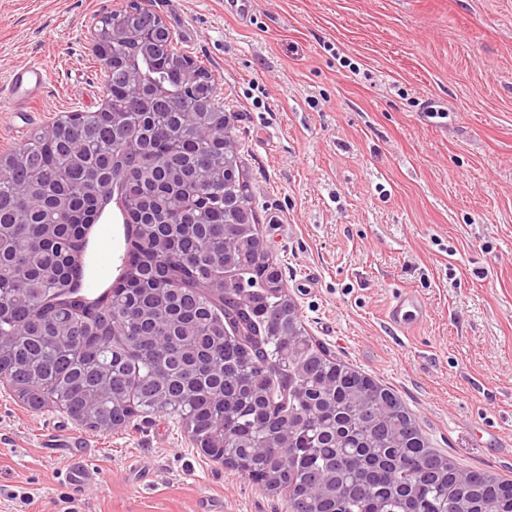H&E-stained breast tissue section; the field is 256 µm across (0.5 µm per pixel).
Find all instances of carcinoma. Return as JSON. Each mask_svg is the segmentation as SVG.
<instances>
[{
  "label": "carcinoma",
  "instance_id": "cac0c4a2",
  "mask_svg": "<svg viewBox=\"0 0 512 512\" xmlns=\"http://www.w3.org/2000/svg\"><path fill=\"white\" fill-rule=\"evenodd\" d=\"M113 52L138 58L146 82L181 95L167 57L153 49L150 21ZM112 111L92 126L37 132L0 155V372L34 406L63 404L88 427L109 432L140 413L175 418L199 442L223 438L245 479L286 492L300 512H456L464 474L493 480L485 512H512V481L461 469L428 445L399 398L338 361L313 339L284 284L266 287L265 251L224 256V239H261L239 165L195 187L205 203L190 223L153 224L139 181L112 194L127 205L118 285L97 297L84 282L86 237L110 203L99 188L112 167L133 161L165 180L224 169V140L202 143L215 112H175L170 102L136 112L124 74L107 75ZM291 329L293 343L281 333ZM70 337L60 349L48 337ZM127 344L134 353L111 355ZM336 470V488L317 499L296 489Z\"/></svg>",
  "mask_w": 512,
  "mask_h": 512
}]
</instances>
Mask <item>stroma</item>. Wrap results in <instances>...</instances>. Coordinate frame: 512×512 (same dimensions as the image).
Here are the masks:
<instances>
[{"label": "stroma", "mask_w": 512, "mask_h": 512, "mask_svg": "<svg viewBox=\"0 0 512 512\" xmlns=\"http://www.w3.org/2000/svg\"><path fill=\"white\" fill-rule=\"evenodd\" d=\"M211 74L268 253L311 336L395 392L430 446L512 480V0H141ZM129 0H0V84L43 62L0 154L106 92L87 33ZM86 283L115 280L118 209L90 234ZM414 291L408 332L386 322ZM84 445L83 495L48 437ZM287 512L176 421L105 433L0 391V512Z\"/></svg>", "instance_id": "35a3bbf8"}]
</instances>
